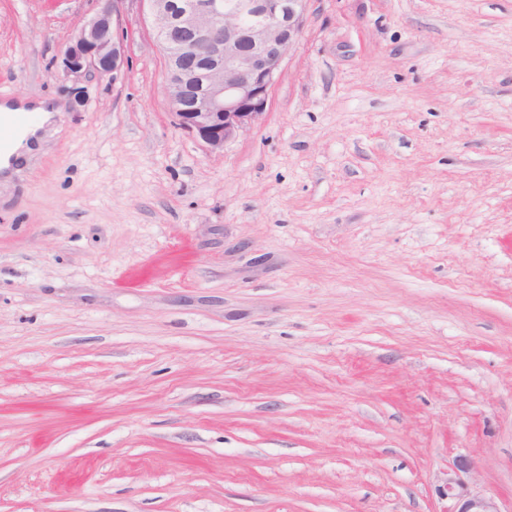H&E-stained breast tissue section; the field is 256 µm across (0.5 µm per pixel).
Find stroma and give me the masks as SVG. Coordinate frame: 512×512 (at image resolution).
<instances>
[{"instance_id": "35a3bbf8", "label": "stroma", "mask_w": 512, "mask_h": 512, "mask_svg": "<svg viewBox=\"0 0 512 512\" xmlns=\"http://www.w3.org/2000/svg\"><path fill=\"white\" fill-rule=\"evenodd\" d=\"M91 0H0V512H512V0H311L262 121L55 63ZM30 104L33 112H12L18 108L7 105L0 108L2 112L0 114V156L9 152L11 139L15 133L30 127L37 121L38 116L34 112H54L52 105L44 100ZM471 473L472 464L464 455H459L448 466L442 489V497L447 500V506L442 512H504L494 496L471 489Z\"/></svg>"}]
</instances>
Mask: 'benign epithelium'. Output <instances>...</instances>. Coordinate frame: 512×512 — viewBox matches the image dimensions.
<instances>
[{
	"label": "benign epithelium",
	"instance_id": "benign-epithelium-1",
	"mask_svg": "<svg viewBox=\"0 0 512 512\" xmlns=\"http://www.w3.org/2000/svg\"><path fill=\"white\" fill-rule=\"evenodd\" d=\"M94 13L61 54L56 69L78 83L118 74L125 46L117 17L125 0H93ZM156 41L167 53L168 101L178 126L218 152L257 124L269 92L295 51L310 0H145ZM472 464L448 466L441 512H503L470 487Z\"/></svg>",
	"mask_w": 512,
	"mask_h": 512
}]
</instances>
